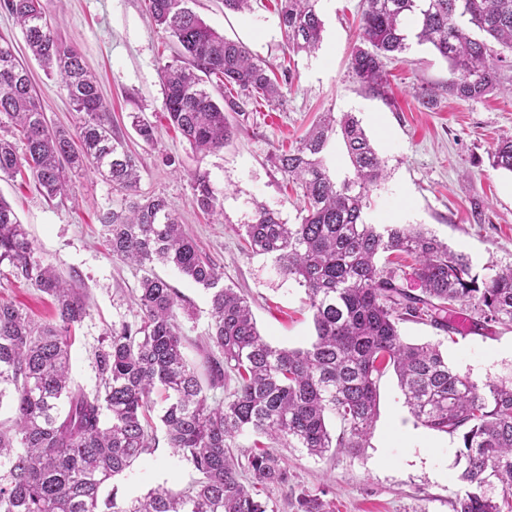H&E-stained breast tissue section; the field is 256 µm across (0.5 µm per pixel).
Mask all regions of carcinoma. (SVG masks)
I'll return each mask as SVG.
<instances>
[{
  "mask_svg": "<svg viewBox=\"0 0 512 512\" xmlns=\"http://www.w3.org/2000/svg\"><path fill=\"white\" fill-rule=\"evenodd\" d=\"M318 2L280 0L288 49H319ZM0 8L83 114L75 137L49 125L27 67L10 42H0V131L11 134L0 136V176L28 170L49 200L71 198L70 172L90 169L111 184L123 204L99 215L107 251L141 267L172 265L210 291L209 388L233 382L223 398L209 401L184 352L180 296L147 274L136 291L137 319L112 322L95 353L98 387L74 383L72 329L88 306L37 255L12 207L0 200V267L56 303L44 322L0 304V407L6 402L12 410L9 423L0 422V512H274L259 492L288 487V469L272 447L234 454L237 437L251 431L317 457L332 448H364L377 418L378 380L389 367L415 420L462 441L457 464L465 490L453 512H512V380L490 382L482 392L438 345L408 342L400 331L404 322H428L451 340L458 333L454 317L464 309L474 324L512 327V261H493L479 275L467 255L420 225L367 223L369 193L385 177L384 162L359 120L327 112L296 148L276 157L280 172L303 190L297 222L257 205L244 225L251 251L271 256L281 277L305 288L313 311L310 346H273L246 298L224 285V271L199 251L169 201L137 193V158L112 134L96 78L63 44L40 0H0ZM146 8L183 58L160 71L169 124L198 153L222 149L232 135L226 113L271 100L279 85L246 45L205 24L187 0H148ZM413 39L449 63L456 97L512 94V84L502 81V50L512 52V0H363L349 66L365 91L385 97L386 64ZM213 79L220 101L206 87ZM133 125L143 141H154L150 121L136 116ZM334 133L352 168L340 181L326 161ZM491 165L512 173V134L500 137ZM192 203L210 214L220 207L200 171ZM403 254L413 261L418 294L402 284ZM157 392L169 448L198 478L179 493L161 486L129 504L114 493L100 499L109 480L154 448L147 412ZM331 417L341 424L335 437L327 428ZM492 477L501 484L499 498L489 490Z\"/></svg>",
  "mask_w": 512,
  "mask_h": 512,
  "instance_id": "cac0c4a2",
  "label": "carcinoma"
}]
</instances>
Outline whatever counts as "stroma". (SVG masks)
<instances>
[{
    "label": "stroma",
    "instance_id": "obj_1",
    "mask_svg": "<svg viewBox=\"0 0 512 512\" xmlns=\"http://www.w3.org/2000/svg\"><path fill=\"white\" fill-rule=\"evenodd\" d=\"M276 3L255 0L250 12L239 14L226 11L223 0L191 2L208 26L243 42L268 63L282 86L279 100L231 114V140L204 155L164 116L160 70L176 60L177 47L152 24L145 0H41L63 42L96 74L112 110L114 133L137 155L139 194L167 198L202 253L223 268L225 284L249 298L262 335L290 348L308 346L315 335L304 289L283 280L270 257L247 252L244 226L258 204L295 223L302 191L287 182L275 158L293 148L324 112L355 115L386 164V179L370 192V222L423 225L467 255L478 274L490 261L512 259V173L492 168L489 160L501 135L512 132V95L457 98L448 88L453 78L448 63L429 46L415 44L387 64L388 99L369 96L349 70L360 0H320L323 38L312 54L289 52ZM1 39L10 40L25 60L50 125L76 131L81 113L60 81L32 58L19 25L2 9ZM136 115L155 125L154 142L138 137L132 126ZM198 171L208 174L220 212L205 215L193 208L191 181ZM71 183L72 202L45 199L25 176L0 179V197L13 208L38 255L87 298L89 313L71 347V376L92 390L94 352L113 321L134 320L133 295L145 270L112 259L102 244L98 216L119 207L121 195L91 171L73 175ZM153 271L181 297L184 351L202 365L209 292L173 267L158 264ZM0 302L21 306L38 321L54 313L50 297L9 275L0 277ZM401 332L412 343L440 344L455 370L477 384L512 376V328L474 327L453 343L423 323L402 324ZM155 435L153 451L109 481L104 494L129 501L160 485L177 492L192 481V467L173 455L163 428ZM458 452L457 438L416 422L390 371L379 382L368 447L321 458L300 448L281 449L288 488L268 490L266 496L276 512H301L303 494L320 498L332 512H453L464 491Z\"/></svg>",
    "mask_w": 512,
    "mask_h": 512
}]
</instances>
